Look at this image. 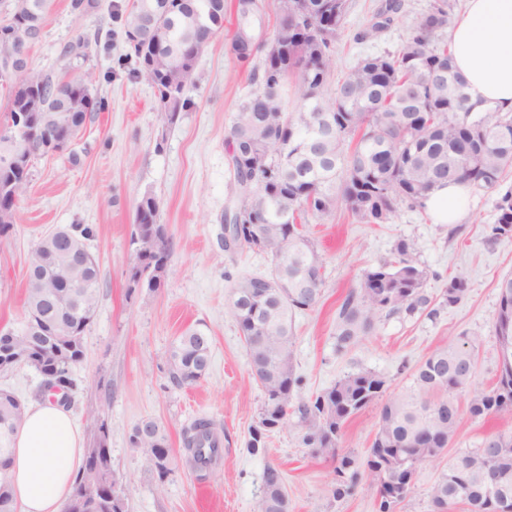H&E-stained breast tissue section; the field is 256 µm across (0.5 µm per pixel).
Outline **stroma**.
I'll list each match as a JSON object with an SVG mask.
<instances>
[{
    "label": "stroma",
    "mask_w": 512,
    "mask_h": 512,
    "mask_svg": "<svg viewBox=\"0 0 512 512\" xmlns=\"http://www.w3.org/2000/svg\"><path fill=\"white\" fill-rule=\"evenodd\" d=\"M249 29L255 46L248 57L233 52L236 0H225L224 29L200 55L184 96L189 102L171 127L157 119L152 86L134 78L126 59L119 17L131 0H96L75 16L70 0H52L50 16L30 55L35 69L57 77H93L91 91L103 103L73 139L68 154L38 160L28 192L18 205L12 232L0 237V328L24 319L28 254L47 232L69 224L92 225L87 248L102 270L99 304L85 337V358L74 370L78 384L71 410L84 445L106 439L112 470L127 512H253L263 492V473L283 474L290 512H374L375 489L360 480L352 495L334 498L332 460L312 456L303 442L308 428L297 413L270 433L258 450L248 446L263 400L252 378L246 343L230 311L235 283L266 276L270 256L248 247L225 248L224 211L235 196L228 170V132L237 108L255 89L263 46L278 25L276 0H256ZM382 0H350L345 28L333 46L336 74L361 58L397 49L432 0H400L388 28L377 37L357 35L375 20ZM78 54H64L76 40ZM512 190V171L494 188L470 191L469 213L461 224L433 223L425 210L399 205L387 224H364L346 210L304 222L323 261L322 297L315 308L297 313L294 366L299 394L309 398L347 374L372 370L387 381L388 396L409 391L412 371L431 352L476 335L473 386L490 389L500 372L494 329L498 279L512 273V238L493 239L495 204ZM160 202L171 251L160 288H131L129 271L136 251L135 211L145 195ZM413 245L427 272L429 309L379 315L373 328L348 350L336 349V311L342 297L366 270L397 259L399 241ZM464 277L467 295L448 305L443 291L451 278ZM189 328L210 336L206 376L188 386L169 371L172 343ZM468 395L460 393L457 436L450 453L477 448L490 435L512 432V416L471 417ZM380 404H372L345 426L342 451L365 455L374 438ZM210 419L224 442V456L207 478L187 461L186 430ZM154 420L167 431L175 451L173 471L158 482L140 449L132 447L135 426ZM445 458L421 463L414 489L397 512H433L431 486Z\"/></svg>",
    "instance_id": "35a3bbf8"
}]
</instances>
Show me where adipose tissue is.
<instances>
[{
  "label": "adipose tissue",
  "instance_id": "ef3b65f1",
  "mask_svg": "<svg viewBox=\"0 0 512 512\" xmlns=\"http://www.w3.org/2000/svg\"><path fill=\"white\" fill-rule=\"evenodd\" d=\"M454 66L477 110L512 112V0H465L448 27ZM466 185L451 183L424 201L437 224H458L467 213ZM84 445L71 413L44 399L26 409L12 455L17 512H60L81 466Z\"/></svg>",
  "mask_w": 512,
  "mask_h": 512
}]
</instances>
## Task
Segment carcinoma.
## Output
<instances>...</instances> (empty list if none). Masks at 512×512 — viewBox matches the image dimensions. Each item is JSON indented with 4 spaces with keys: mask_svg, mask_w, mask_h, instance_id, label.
<instances>
[{
    "mask_svg": "<svg viewBox=\"0 0 512 512\" xmlns=\"http://www.w3.org/2000/svg\"><path fill=\"white\" fill-rule=\"evenodd\" d=\"M51 0H10L9 14L34 29H42ZM349 0H278L281 12L274 38L282 42L278 53L266 52L260 87L238 105L230 129L231 160L247 164L252 158L264 167L247 171L233 168L236 195L234 208L242 215V235L250 245L254 234L263 240L262 250L272 256V277L288 275V292L281 297L256 291L260 277L239 280L233 316L246 342L250 371L263 391L258 425L252 429L250 448L268 432L266 422L286 416L289 410L309 425L303 441L315 457L337 461L339 480L333 496L350 495L362 474L402 503L412 492L416 466L448 452L456 437L459 419L453 393L473 385L474 375H461L460 361L474 360L480 339H468L467 347L450 344L433 351L413 373L414 389L388 399L364 461L340 453L339 439L349 419L379 400L386 380L373 371H360L336 382L309 400L298 398L300 380L293 361V318L312 308L323 284L322 258L316 244L302 230L305 217L324 218L339 208L365 224L390 221L399 205L424 207L423 200L435 188L450 182L473 188H492L512 167V116L499 112H469L461 97L465 81L455 70L453 55L442 34L448 27L450 0H434L430 10L412 29L407 40L393 52L366 57L331 84V47L344 29ZM398 0H387L369 29L357 36L367 40L380 32L398 11ZM126 57H135V77L157 91L160 121L174 125L187 107L179 95L168 100L169 85L191 79L196 61L185 50L199 30L216 33L224 28V0H132L121 14ZM298 76L296 103L286 107L282 88L288 76ZM26 85L9 87L8 110L16 115L34 111L54 112L72 135L84 127L88 115L102 103L88 98L80 85L92 77L59 79L28 70ZM25 142L35 146L51 130L27 119ZM32 165L0 168V236L17 223V204L25 195ZM160 205L145 195L135 213L136 248L131 281L150 289L161 285L163 272L149 248L164 233L158 222ZM492 227L495 239L512 236V191L496 203ZM80 247L95 236L87 224L62 228ZM399 260L364 272L357 287L344 296L336 315V347L345 350L374 324L377 315L413 313L430 303L423 291L425 270L414 257L413 247L401 240ZM56 270L71 278L72 259L56 250L42 236L30 252L27 266L24 320L17 328L0 329V349L14 343L32 346L24 365L43 378L44 388L58 389L70 406L77 390L74 365L85 353V336L98 308L101 270L96 260L85 258L81 282L64 288L68 301L60 313L52 299L57 289L46 287L44 276ZM494 321L509 318L506 328L495 332L498 344H509L501 359L502 376L489 390L471 394L467 409L474 418L512 414V274L498 285ZM469 290L466 279L454 277L444 290V302L454 305ZM211 362L210 337L188 330L178 337L170 353V372L179 385L202 379ZM442 391L451 413L440 416L424 398ZM17 396L0 391V461L11 464L13 437L21 426L25 405ZM212 423L200 418L187 440L189 462L207 472L222 458L224 448L213 437ZM430 436L427 448H405L416 434ZM500 447L492 456L485 448L458 453L430 490L433 506L464 502L469 512H495L499 505L512 507V434L496 435ZM130 442L141 449L159 481L172 471V462L155 456L154 449L169 445L165 429L149 420L135 427ZM254 512H290L284 479L275 467L264 474L263 493Z\"/></svg>",
    "mask_w": 512,
    "mask_h": 512,
    "instance_id": "1",
    "label": "carcinoma"
}]
</instances>
